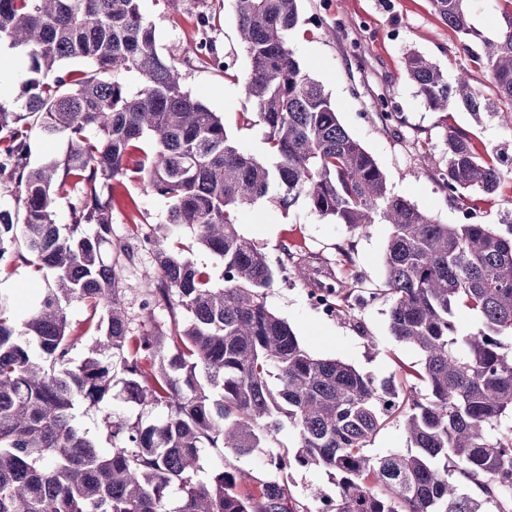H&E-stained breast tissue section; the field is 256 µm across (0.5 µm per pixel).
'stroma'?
<instances>
[{
  "label": "stroma",
  "mask_w": 512,
  "mask_h": 512,
  "mask_svg": "<svg viewBox=\"0 0 512 512\" xmlns=\"http://www.w3.org/2000/svg\"><path fill=\"white\" fill-rule=\"evenodd\" d=\"M139 6L153 26L159 55L166 59L183 61L199 40L204 19L213 20L208 33L216 60L205 67L184 64L183 85L210 110L223 115L228 134L240 146L263 156L265 129L245 120L255 105L243 90L249 60L239 41L231 0H139ZM300 11V23L289 37L290 47L302 69L323 84L349 134L375 158L389 192L416 204L440 223H464V214L449 201L439 178L445 163L446 124L474 127L477 144L490 151L512 146V131L489 119L474 125L461 108L445 117L430 111L403 75L402 57L409 49L431 58L452 79L470 65L468 52L451 44L447 28L433 14L428 0H303ZM382 98L400 112L402 126L392 129L383 124L378 108ZM426 151L431 161L423 166L419 156ZM125 196L129 207L112 213V240L119 246L127 245L126 227L133 218L161 224L168 208L165 199L144 192L136 181L128 182ZM240 228L259 243L269 260H277L280 245L287 242L329 259L342 250L350 257L351 269L368 286H379L384 280L382 255L388 225L354 232L318 217L304 202L286 207L269 196L243 210ZM122 275L127 284L124 304L130 333L139 334L149 324L166 328V311L156 310L148 320L141 310L154 284L152 251L136 250L134 261L123 266ZM50 286L46 276L32 266L0 267V297L9 301L17 316H25L33 298ZM266 302L312 354L340 359L376 381L396 379L398 363L417 365L422 360L415 348L391 335L387 302L357 308L350 319L328 318L311 305L307 288L292 279L276 280L267 291ZM206 464L249 472L256 481L275 476L262 452L238 456L213 450L207 453ZM290 489L310 512H317L323 499L336 495L331 475L313 466H295Z\"/></svg>",
  "instance_id": "35a3bbf8"
}]
</instances>
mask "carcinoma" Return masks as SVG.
<instances>
[{
    "instance_id": "carcinoma-1",
    "label": "carcinoma",
    "mask_w": 512,
    "mask_h": 512,
    "mask_svg": "<svg viewBox=\"0 0 512 512\" xmlns=\"http://www.w3.org/2000/svg\"><path fill=\"white\" fill-rule=\"evenodd\" d=\"M300 2L232 0L249 59L243 88L265 128L263 159L183 88L179 62L157 53L138 0H0V43L31 73L19 111L0 104V180L14 192L13 208L0 209V263L21 261L54 284L22 319L0 299V512H301L288 489L294 461L337 478L336 497L317 512H512V428L495 431L512 419V237L479 222L441 224L389 193L374 157L287 44ZM429 2L449 39L474 45L471 60L492 93L468 70L448 82L412 49L402 57L407 79L433 112L462 107L478 125L492 118L511 130L512 0ZM494 4L486 33L475 21ZM74 61L87 68L61 70ZM35 127L67 141L62 157L30 163ZM445 141L450 200L471 215L486 196L512 206L504 173L512 157L479 149L457 126ZM132 174L168 203L166 233L129 225L157 265L142 310L169 316L166 330L138 335L128 330L120 275L133 253L112 249V211ZM272 189L352 230L388 225L382 285L346 274L344 251L331 262L283 244L271 267L240 232L239 215ZM62 199L67 224L57 223ZM182 225L223 262V287L162 247ZM290 276L339 317L389 302L392 335L421 353L422 366L399 363V382L379 384L313 355L266 304L276 279ZM73 300L86 306L84 330L98 333L78 363L80 337L65 308ZM459 310L475 313L479 327L461 329ZM117 382L124 403L162 415L114 416ZM83 406L101 410L104 433L78 423ZM393 421L408 448L370 455ZM285 426L297 437L293 454L273 448ZM208 448H266L278 478L254 486L220 467L200 479Z\"/></svg>"
}]
</instances>
